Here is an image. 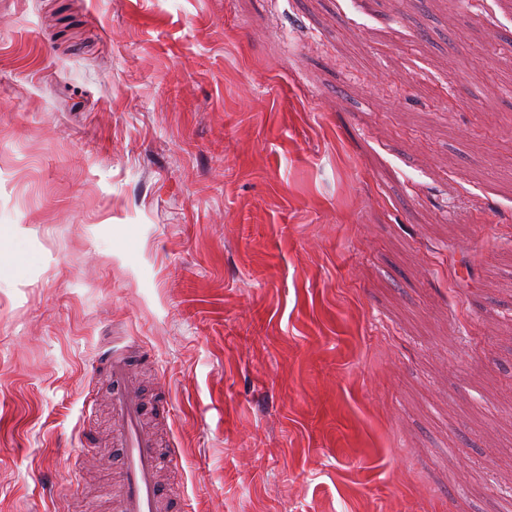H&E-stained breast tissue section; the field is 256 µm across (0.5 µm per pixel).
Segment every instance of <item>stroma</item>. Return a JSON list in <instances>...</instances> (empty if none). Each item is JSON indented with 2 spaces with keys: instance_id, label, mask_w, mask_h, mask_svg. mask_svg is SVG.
<instances>
[{
  "instance_id": "obj_1",
  "label": "stroma",
  "mask_w": 512,
  "mask_h": 512,
  "mask_svg": "<svg viewBox=\"0 0 512 512\" xmlns=\"http://www.w3.org/2000/svg\"><path fill=\"white\" fill-rule=\"evenodd\" d=\"M509 260L504 0H0V512H109L116 333L166 512H512Z\"/></svg>"
}]
</instances>
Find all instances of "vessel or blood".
Returning <instances> with one entry per match:
<instances>
[{
	"instance_id": "obj_1",
	"label": "vessel or blood",
	"mask_w": 512,
	"mask_h": 512,
	"mask_svg": "<svg viewBox=\"0 0 512 512\" xmlns=\"http://www.w3.org/2000/svg\"><path fill=\"white\" fill-rule=\"evenodd\" d=\"M137 347L134 337L116 336L97 356L109 381L112 445L122 452L113 512H158L160 508L158 444L147 425L151 412L129 361Z\"/></svg>"
}]
</instances>
